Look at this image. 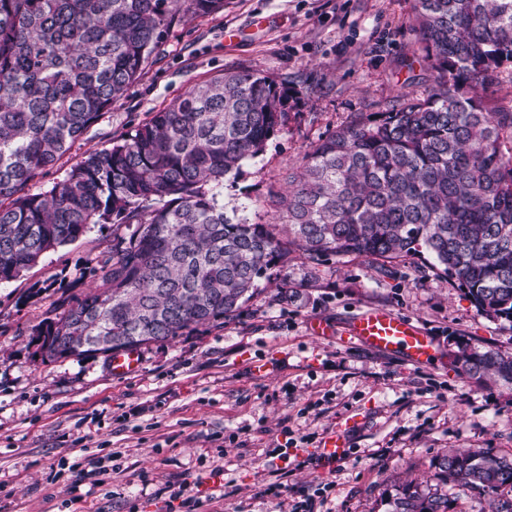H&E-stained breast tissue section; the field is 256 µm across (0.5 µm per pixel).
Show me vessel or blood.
<instances>
[{"label": "vessel or blood", "instance_id": "1", "mask_svg": "<svg viewBox=\"0 0 512 512\" xmlns=\"http://www.w3.org/2000/svg\"><path fill=\"white\" fill-rule=\"evenodd\" d=\"M350 340L368 348L402 352L408 361L416 364L428 362L434 352L430 336L409 317L388 308H374L356 314L344 330ZM326 467H334L345 456L342 436L325 437L320 450Z\"/></svg>", "mask_w": 512, "mask_h": 512}]
</instances>
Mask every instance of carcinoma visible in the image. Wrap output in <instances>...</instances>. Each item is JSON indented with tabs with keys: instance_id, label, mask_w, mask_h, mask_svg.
I'll use <instances>...</instances> for the list:
<instances>
[{
	"instance_id": "cac0c4a2",
	"label": "carcinoma",
	"mask_w": 512,
	"mask_h": 512,
	"mask_svg": "<svg viewBox=\"0 0 512 512\" xmlns=\"http://www.w3.org/2000/svg\"><path fill=\"white\" fill-rule=\"evenodd\" d=\"M426 98L322 140L288 172L272 224L224 215V178L284 121L289 89L250 71L189 89L109 148L53 168L142 75L169 28L224 0H0V283L93 224H126L88 292L33 336L51 358L113 355L219 325L298 251L394 261L420 249L479 311L512 321V111L488 99L512 63V0H417ZM112 337V346L98 344ZM460 371L512 385V352L459 348ZM436 479L512 491V456L451 449ZM409 483L391 512H449Z\"/></svg>"
}]
</instances>
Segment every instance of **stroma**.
<instances>
[{"label":"stroma","instance_id":"obj_1","mask_svg":"<svg viewBox=\"0 0 512 512\" xmlns=\"http://www.w3.org/2000/svg\"><path fill=\"white\" fill-rule=\"evenodd\" d=\"M416 8L225 0L223 11L172 27L126 95L29 189L46 190L86 150L119 142L193 85L259 71L294 95L263 151L225 180L223 202L226 215L271 223L289 168L322 139L401 98L426 97L432 72L412 62ZM126 232L95 225L0 284V512H162L164 488L182 482L200 483L197 512H290L303 500L314 512H388L412 479L447 494L453 512H487L489 494L434 474L447 448L512 455V387L475 383L452 363L468 342L512 350V321L480 312L428 254L381 269L292 253L223 327L142 346L138 369L122 377L105 354L44 358L32 328L88 290L81 267ZM373 307L417 321L435 342L433 359L345 343L350 318ZM316 319L332 335H315ZM338 427L347 454L328 468L316 450ZM87 457L103 474L72 472Z\"/></svg>","mask_w":512,"mask_h":512}]
</instances>
